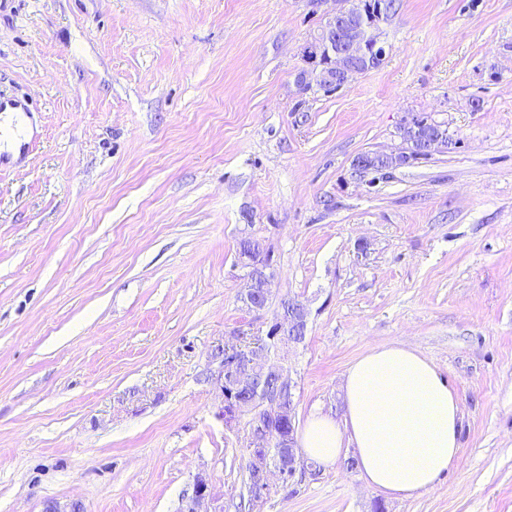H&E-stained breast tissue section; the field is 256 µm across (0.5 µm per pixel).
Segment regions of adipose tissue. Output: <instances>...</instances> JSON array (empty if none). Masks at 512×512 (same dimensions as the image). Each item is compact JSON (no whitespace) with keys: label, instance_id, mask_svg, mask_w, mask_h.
<instances>
[{"label":"adipose tissue","instance_id":"adipose-tissue-1","mask_svg":"<svg viewBox=\"0 0 512 512\" xmlns=\"http://www.w3.org/2000/svg\"><path fill=\"white\" fill-rule=\"evenodd\" d=\"M342 401V420L315 414L301 430V450L318 464L353 453L367 485L411 497L432 489L459 456V399L416 349L384 344L358 357Z\"/></svg>","mask_w":512,"mask_h":512}]
</instances>
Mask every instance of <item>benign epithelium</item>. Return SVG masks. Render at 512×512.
I'll use <instances>...</instances> for the list:
<instances>
[{
	"mask_svg": "<svg viewBox=\"0 0 512 512\" xmlns=\"http://www.w3.org/2000/svg\"><path fill=\"white\" fill-rule=\"evenodd\" d=\"M394 17L389 5L384 0H374L372 7L356 18L347 9H339L328 20L321 32L308 43L305 48V58L310 68L295 75L296 84L303 90L311 88L312 84L319 86L344 85L354 76L362 73L361 62L369 54V48L380 49V55H385L378 40L377 31L382 25L389 23ZM417 129V116L410 115L402 122L400 131V146L391 156L399 157L407 153L408 136ZM269 259L256 264L247 293L246 302L255 311H261L268 305L270 298L269 283L271 274ZM262 282L264 295L260 299H252L254 283ZM305 315L303 307H297V316L290 318L282 315L277 321L275 335L265 337L252 346H243L240 336L233 334L224 340L219 349L220 368L212 376L216 390L222 398L220 415L224 418L225 426L235 427L242 416L250 415L249 426L252 440L257 446L251 448L248 469L256 476L266 490H273L276 484L271 481L269 470L270 445L276 446V458L280 479L291 478L298 465L301 464L296 441L295 422L293 413H288V431L275 432L268 426V419L281 413L279 405L283 402L293 404L294 384L288 372L284 358L280 357L283 345L292 341L288 332V324H297ZM263 365L275 374L284 396L275 400L264 398V404L255 407H245L238 400V392L249 390L258 384L256 369ZM191 495L188 497L185 512H221L214 509L200 510L203 505H213L216 502L212 494L211 484L204 474L194 476L191 483Z\"/></svg>",
	"mask_w": 512,
	"mask_h": 512,
	"instance_id": "1",
	"label": "benign epithelium"
}]
</instances>
